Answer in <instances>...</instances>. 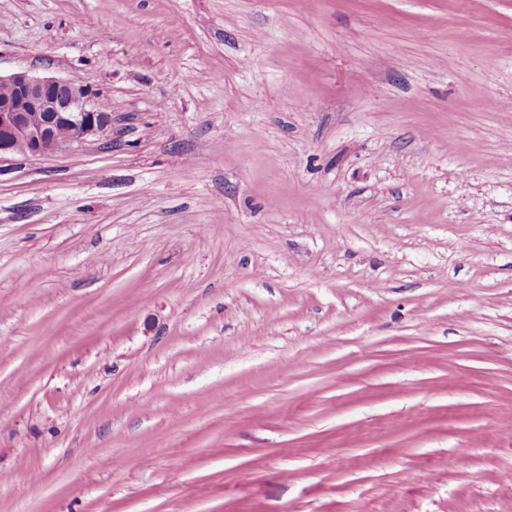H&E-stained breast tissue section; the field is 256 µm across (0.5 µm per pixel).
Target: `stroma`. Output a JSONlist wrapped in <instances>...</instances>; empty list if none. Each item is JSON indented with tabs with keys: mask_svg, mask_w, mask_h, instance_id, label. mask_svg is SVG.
Masks as SVG:
<instances>
[{
	"mask_svg": "<svg viewBox=\"0 0 512 512\" xmlns=\"http://www.w3.org/2000/svg\"><path fill=\"white\" fill-rule=\"evenodd\" d=\"M86 86L0 158V512H512V0H0Z\"/></svg>",
	"mask_w": 512,
	"mask_h": 512,
	"instance_id": "obj_1",
	"label": "stroma"
}]
</instances>
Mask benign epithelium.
I'll return each mask as SVG.
<instances>
[{
  "mask_svg": "<svg viewBox=\"0 0 512 512\" xmlns=\"http://www.w3.org/2000/svg\"><path fill=\"white\" fill-rule=\"evenodd\" d=\"M112 126L81 85L27 71L0 76V157L80 145Z\"/></svg>",
  "mask_w": 512,
  "mask_h": 512,
  "instance_id": "benign-epithelium-1",
  "label": "benign epithelium"
}]
</instances>
